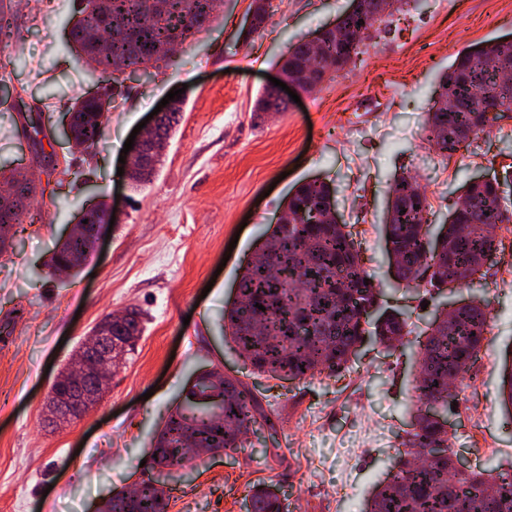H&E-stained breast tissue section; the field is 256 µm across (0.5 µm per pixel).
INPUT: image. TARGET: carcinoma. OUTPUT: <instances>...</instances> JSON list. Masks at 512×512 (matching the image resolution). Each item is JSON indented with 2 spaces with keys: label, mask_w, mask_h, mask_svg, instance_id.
Masks as SVG:
<instances>
[{
  "label": "carcinoma",
  "mask_w": 512,
  "mask_h": 512,
  "mask_svg": "<svg viewBox=\"0 0 512 512\" xmlns=\"http://www.w3.org/2000/svg\"><path fill=\"white\" fill-rule=\"evenodd\" d=\"M82 8L67 32L68 40L92 73L109 74L112 81L147 62H159L181 47L213 20L217 0H80ZM388 13L387 0H351L343 12L345 26L359 34L358 44L370 36ZM318 48L299 39L280 63L290 80H303L308 71L323 82L329 70H345V47L336 32L322 29ZM493 104L512 112V41L502 36L459 54L441 75L439 93L427 112L425 139L441 152L453 153L486 130V109ZM75 116L76 144L85 150L104 136L110 109L86 96L69 108ZM165 150L151 155L134 185L151 182ZM512 185V170L487 182L464 188L463 205H455L448 223L431 235L429 204L417 184L398 174L392 179L383 218L384 234L396 254L395 281L408 291L433 296L448 288V279L469 281L484 276V257L502 246L490 228L512 221L499 187ZM20 193L29 190L26 174L0 170V187ZM336 207L335 191L319 180H306L288 191L282 211L288 222L271 224L237 277L235 296L224 309V338L259 374L272 379L302 380L332 376L356 356L365 337L387 348L404 344L411 333L407 314H382L373 326L361 323V310L380 295L367 273L347 225L329 218ZM41 211L29 202L26 209L0 207V225L34 224ZM86 237L66 239L52 258L60 270L66 255L88 251ZM265 307L260 310L255 304ZM435 310L432 331L418 341L416 427L401 437L386 477L371 490L361 512H512V476L485 470L459 472L453 464L448 429L428 415V403L448 406V385L463 379L485 345L490 320L485 299L461 300L451 318L439 320ZM224 412L210 416L208 407L190 396L164 421L149 453L162 468L183 467L212 451L246 448L244 436L269 418L253 391L236 378L223 381ZM498 396L505 411L512 410V365L504 363ZM447 452L423 458L433 445ZM164 481L141 480L134 499L118 494L104 503V512H167ZM247 512H288L284 500L268 486L250 494Z\"/></svg>",
  "instance_id": "carcinoma-1"
}]
</instances>
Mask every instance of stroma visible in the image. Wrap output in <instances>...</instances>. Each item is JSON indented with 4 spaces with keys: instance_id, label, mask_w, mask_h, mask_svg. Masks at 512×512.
<instances>
[{
    "instance_id": "1",
    "label": "stroma",
    "mask_w": 512,
    "mask_h": 512,
    "mask_svg": "<svg viewBox=\"0 0 512 512\" xmlns=\"http://www.w3.org/2000/svg\"><path fill=\"white\" fill-rule=\"evenodd\" d=\"M39 2L12 4L0 86L24 90L35 107L51 101L59 128L74 99L102 78L66 42L76 0H55L37 24ZM250 3L223 0L212 26L168 64L114 89L96 149L74 151L59 131L44 143L63 169L50 179L35 173L42 219L18 227L15 248L0 254V512H93L150 476L143 461L165 419L215 366L259 396L276 432L172 468L167 512H244L260 483L279 489L289 512H360L410 428L412 349L368 341L340 376L271 379L225 345L224 306L289 189L317 178L335 188L383 307L406 311L412 340L423 339L433 312L392 277L381 223L388 186L396 174L413 176L440 224L462 184L512 165V118L447 159L422 132L439 78L459 53L512 32V0H412L334 80L260 119L256 97L279 77L289 46L317 36L350 0H269L262 27L247 35ZM175 88L187 92L175 136L153 182L133 188L117 173L121 150ZM26 153L16 113L0 101V164ZM96 200L113 207L110 235L98 237L75 276L53 275L48 259ZM498 236L494 266L470 288L489 304L487 341L446 417L468 465L512 474V423L497 398L512 348V280L502 272L512 268V223ZM132 309L144 315L143 333L108 396L69 427H48L45 398L83 338L105 315Z\"/></svg>"
}]
</instances>
